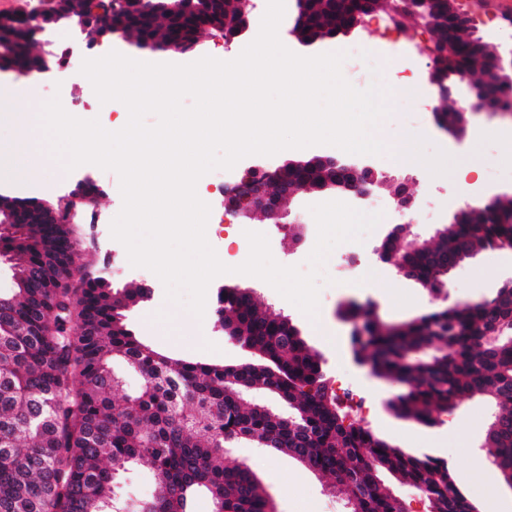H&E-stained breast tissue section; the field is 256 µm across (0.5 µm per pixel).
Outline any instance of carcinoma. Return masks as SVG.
<instances>
[{
    "instance_id": "obj_1",
    "label": "carcinoma",
    "mask_w": 512,
    "mask_h": 512,
    "mask_svg": "<svg viewBox=\"0 0 512 512\" xmlns=\"http://www.w3.org/2000/svg\"><path fill=\"white\" fill-rule=\"evenodd\" d=\"M113 19L88 30L93 43L112 31L141 50L167 52L170 42L198 48L202 33L236 39L234 0H180L176 11L160 6L130 11L108 0ZM359 0H326L311 16L331 34ZM103 7L98 0H61L57 28L77 14ZM0 69L58 62L40 49L37 25L26 13L0 23ZM441 76L478 74L484 63L453 33L436 43ZM354 179L348 167L320 170L307 159L281 166L270 177L278 191L309 183ZM12 224L0 227V255L9 256L13 287L0 290V512H112L128 508L117 492L121 478L147 469L155 494L132 512H192L199 492L219 493L222 512H274L255 474L226 463L228 446L245 440L286 452L309 469L332 477L347 499V512H401L381 477L392 475L425 489L430 512H473L448 463L397 448L372 429L349 419L340 397L330 393L322 355L308 346L292 319L264 310L244 288H226L214 303L224 331L256 356L236 365L176 359L140 340L127 301L140 288H100L87 273L63 287L46 288L39 255L18 244L47 230L69 241L67 224H26L27 209L45 203L19 197ZM512 245V199L476 206L444 225L418 248L400 239L382 241L386 256H398L402 277L423 287L447 285L448 265L481 250ZM368 337L359 360L379 378H397L404 392L389 402L398 418L426 426L439 423L466 397L480 395L493 407L497 427L485 447L512 470V282L491 298L437 308L388 325L356 302ZM484 336L496 338L484 346ZM141 373L140 387L118 401V365ZM267 391L288 405L281 413L251 398Z\"/></svg>"
}]
</instances>
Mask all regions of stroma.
I'll return each mask as SVG.
<instances>
[{"mask_svg": "<svg viewBox=\"0 0 512 512\" xmlns=\"http://www.w3.org/2000/svg\"><path fill=\"white\" fill-rule=\"evenodd\" d=\"M82 61L83 56L78 53L69 69H53L37 75L38 94L17 96L18 111L39 112L44 102L56 96L66 111L96 118L111 131L123 128L128 121L126 106L118 101L100 103L91 82L80 72ZM391 103L393 113L378 125L376 135L393 147L406 142L409 135L421 134L457 159H473L478 167L479 186L463 194L452 176H431L420 163H399L389 155L371 157V164L388 182L414 186L417 204L412 211L401 215L389 206V190L377 191V198L385 202L386 208L383 219L369 235L370 245H380L393 224L409 225L414 235L428 238L439 227L452 224L460 206L479 204L493 194L512 193V151L507 148L512 142V118L494 112L473 113L465 134L457 138L437 125L434 114L420 97L395 94ZM488 127L496 128V135L484 136L483 131ZM87 176L96 180L103 190L97 210L106 218L102 224L84 223L79 216L73 220L76 234L93 261L92 272L107 276L113 287L119 289L149 282L150 270L132 266L123 244L111 236L108 222L123 204L117 173L92 164L70 172L57 167L47 179L38 182L34 194L46 200L57 198ZM321 201L317 194H299L290 206L288 229L267 230L263 225H256V232L266 233L271 253L281 265L304 266L305 258L299 249L292 247L291 238L297 232L308 239L316 237L310 208ZM241 225V220L229 213L223 219L209 221L207 240L226 265L238 261ZM371 271L370 287H337L336 258L328 256L318 279L319 314L314 321L259 278L229 273L216 277L213 284L252 288L271 312L291 318L302 329L307 343L322 354L328 380L352 392L351 418L366 422L393 446H401L407 439L411 450L447 460L455 483L479 510L484 506L485 492L491 491L498 503L496 512H512V490L503 485L495 470L490 468L476 474L469 467L470 456L486 453L483 441L491 413L489 402L480 396L465 399L452 411L441 414L439 423L431 427L394 417L384 404L401 393L402 387L372 376L368 367L354 363L350 349L351 321L344 314L346 303L354 300L373 304L381 321L401 322L437 307L489 297L512 277V253L501 250L476 253L449 273L448 287L439 294L400 277L379 262H372ZM156 292L153 303L130 313L136 333L146 342L158 350L203 362L234 365L249 360V352L214 332L212 320L197 321L185 309L169 304L164 287H157ZM227 457L230 462L250 467L262 482L275 512H343L341 495L332 479L312 472L287 454L240 441L228 448Z\"/></svg>", "mask_w": 512, "mask_h": 512, "instance_id": "35a3bbf8", "label": "stroma"}]
</instances>
